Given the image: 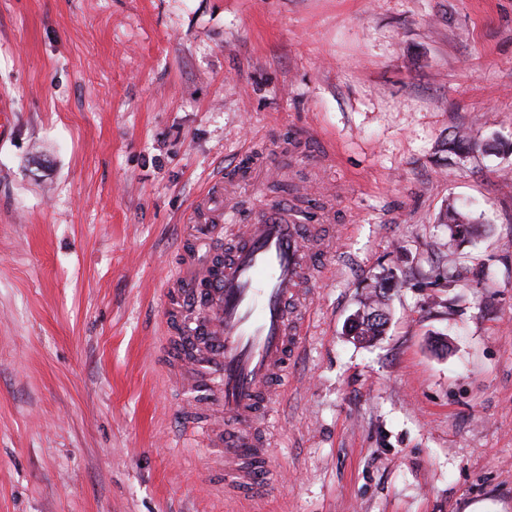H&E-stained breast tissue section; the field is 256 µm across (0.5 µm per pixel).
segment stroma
I'll return each instance as SVG.
<instances>
[{"label": "stroma", "mask_w": 512, "mask_h": 512, "mask_svg": "<svg viewBox=\"0 0 512 512\" xmlns=\"http://www.w3.org/2000/svg\"><path fill=\"white\" fill-rule=\"evenodd\" d=\"M0 98V512H512V0H0ZM219 172L237 216L200 236ZM284 200L322 214L328 273L283 483L230 501L167 272ZM451 203L484 225L454 253ZM396 280L390 273L378 276L373 284H368L360 307L353 315L349 332L360 342L370 343L381 336L390 320L388 309L389 292Z\"/></svg>", "instance_id": "35a3bbf8"}]
</instances>
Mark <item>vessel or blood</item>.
I'll return each instance as SVG.
<instances>
[{
  "mask_svg": "<svg viewBox=\"0 0 512 512\" xmlns=\"http://www.w3.org/2000/svg\"><path fill=\"white\" fill-rule=\"evenodd\" d=\"M306 218L288 203L270 205L261 220L243 225L217 274L194 263L205 288L172 282L176 342L183 370L212 386L217 405L210 431L232 430L225 442L224 483L235 497L256 500L277 484L270 438L272 407L288 397V372L309 333L303 290L321 248L304 230Z\"/></svg>",
  "mask_w": 512,
  "mask_h": 512,
  "instance_id": "obj_1",
  "label": "vessel or blood"
}]
</instances>
